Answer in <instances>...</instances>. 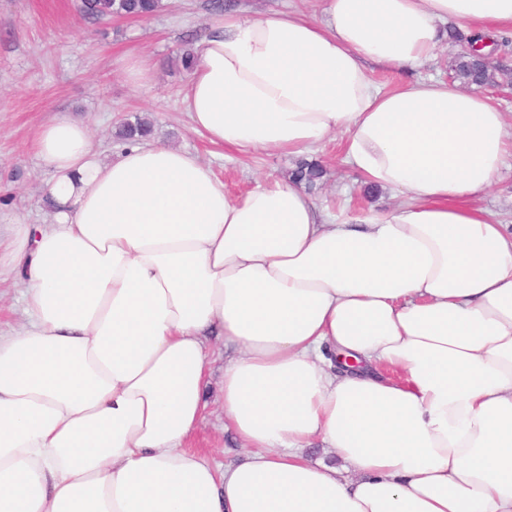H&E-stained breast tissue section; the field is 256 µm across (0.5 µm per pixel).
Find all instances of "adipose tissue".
I'll use <instances>...</instances> for the list:
<instances>
[{
	"label": "adipose tissue",
	"mask_w": 512,
	"mask_h": 512,
	"mask_svg": "<svg viewBox=\"0 0 512 512\" xmlns=\"http://www.w3.org/2000/svg\"><path fill=\"white\" fill-rule=\"evenodd\" d=\"M451 20L512 29V0H321L225 15L197 47L184 103L210 143L339 134L402 198L385 214L335 221L295 182L234 198L149 139L106 160L66 112L38 130L51 222L0 242L27 316L0 336V512H512V228L474 205L512 129L480 92L368 69L424 64ZM214 333L248 450L228 465L190 446Z\"/></svg>",
	"instance_id": "obj_1"
}]
</instances>
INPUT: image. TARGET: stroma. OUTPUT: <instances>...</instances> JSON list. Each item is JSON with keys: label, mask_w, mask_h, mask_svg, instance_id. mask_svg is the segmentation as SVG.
Wrapping results in <instances>:
<instances>
[{"label": "stroma", "mask_w": 512, "mask_h": 512, "mask_svg": "<svg viewBox=\"0 0 512 512\" xmlns=\"http://www.w3.org/2000/svg\"><path fill=\"white\" fill-rule=\"evenodd\" d=\"M78 0H0V225L14 216L30 222L51 220L45 191L51 179L33 150L38 129L57 113L70 112L90 128L103 157H115L116 128L138 117L149 118L161 144L198 154L239 197L262 181L288 180L296 156L262 151L225 155L194 130L181 102L191 75L172 64L184 43H198L219 15L210 0H165L164 10L147 18L95 21L83 16ZM456 38H443L434 58L423 67L398 72L371 65L370 75L391 88L419 77L447 78L459 52ZM129 52L156 63L151 81L128 82L120 62ZM324 168L311 188L316 203L337 219L372 208L387 212L397 201L379 192L366 195L358 176L341 160L335 138L313 154ZM479 207L512 226V162L479 199ZM205 417L191 441L214 459L230 463L241 450L224 428V403L218 381L204 391Z\"/></svg>", "instance_id": "stroma-1"}]
</instances>
